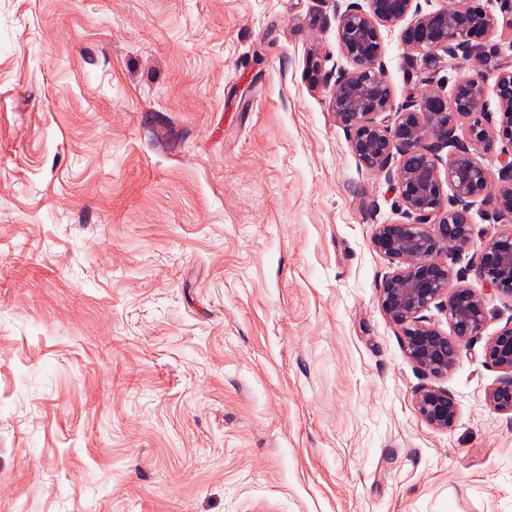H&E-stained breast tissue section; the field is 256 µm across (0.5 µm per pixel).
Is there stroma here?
Masks as SVG:
<instances>
[{
    "label": "stroma",
    "mask_w": 512,
    "mask_h": 512,
    "mask_svg": "<svg viewBox=\"0 0 512 512\" xmlns=\"http://www.w3.org/2000/svg\"><path fill=\"white\" fill-rule=\"evenodd\" d=\"M345 3L0 0V512H512L482 340L433 378L379 305ZM415 405L420 417L433 429L450 428L457 416L455 398L448 390L435 386H423L416 393Z\"/></svg>",
    "instance_id": "stroma-1"
}]
</instances>
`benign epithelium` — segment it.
I'll return each mask as SVG.
<instances>
[{
	"label": "benign epithelium",
	"instance_id": "7a95c632",
	"mask_svg": "<svg viewBox=\"0 0 512 512\" xmlns=\"http://www.w3.org/2000/svg\"><path fill=\"white\" fill-rule=\"evenodd\" d=\"M423 10L420 0H351L336 13L341 52L354 68L326 76L329 111L346 130L352 152L368 169L384 174L397 194L406 221L377 224L373 248L397 262L379 286V303L399 327L409 358L433 377L448 374L462 348L482 336L486 296L512 299V150L494 171L475 160L473 149L501 140L512 147V63L502 61L500 29L512 46V0L503 2L506 20L498 23L483 0H439ZM402 26L404 44L422 58L416 69L418 94L395 106L382 60L381 28ZM467 62L450 92L434 80L430 67L439 53ZM497 72L499 119H493L480 71ZM390 112L392 119L381 115ZM447 155H442V151ZM448 184L452 194L444 193ZM480 198L502 228L476 241L470 215ZM476 254L477 285L453 288L452 260L466 249ZM444 301L449 331L425 315ZM485 363L503 373L489 389L490 407L512 414V320L483 345ZM415 405L436 430L450 428L455 398L445 389L424 386Z\"/></svg>",
	"mask_w": 512,
	"mask_h": 512
}]
</instances>
